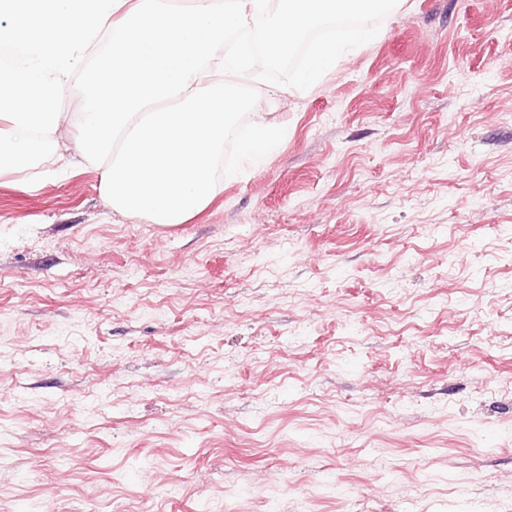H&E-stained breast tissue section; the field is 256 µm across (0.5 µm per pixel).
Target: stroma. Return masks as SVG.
<instances>
[{"label":"stroma","instance_id":"1","mask_svg":"<svg viewBox=\"0 0 512 512\" xmlns=\"http://www.w3.org/2000/svg\"><path fill=\"white\" fill-rule=\"evenodd\" d=\"M184 224L0 177V512H512V0H399Z\"/></svg>","mask_w":512,"mask_h":512}]
</instances>
